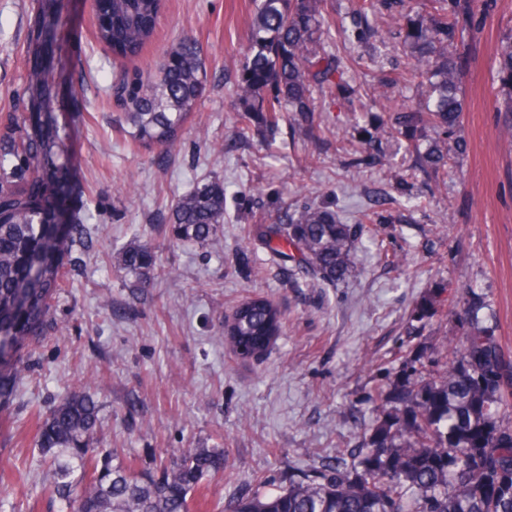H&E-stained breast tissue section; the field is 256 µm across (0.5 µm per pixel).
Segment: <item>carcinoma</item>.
Returning <instances> with one entry per match:
<instances>
[{"instance_id": "cac0c4a2", "label": "carcinoma", "mask_w": 512, "mask_h": 512, "mask_svg": "<svg viewBox=\"0 0 512 512\" xmlns=\"http://www.w3.org/2000/svg\"><path fill=\"white\" fill-rule=\"evenodd\" d=\"M324 0H260L251 22V38L235 85L241 120L257 130L274 127L282 112L302 118L314 111V94L332 96L344 74L341 59L328 52L323 36L335 22ZM430 7L399 15L410 62L404 77H423L429 104L419 110L398 108L392 122L379 121L364 131L365 151L398 133L409 142L428 125L445 135L419 155L420 167L448 174L468 149L462 133L464 103L460 83L465 44L476 0H429ZM163 0H100L97 11L107 23L96 37L118 59L137 56L155 35ZM61 35L56 0H40L29 23V50L37 90L26 112L0 127V400L24 371L23 350L45 339L51 302L62 288V255L30 272L56 233L51 224L57 185L66 172L60 162L57 86L49 74L57 68L53 51ZM496 80L511 113L498 137L512 147V35L501 42ZM204 60L199 43L186 37L170 49L147 79L112 84L124 112L119 122L146 150L172 148L202 96ZM224 181L213 177L179 196L170 211L172 239L213 244L224 224ZM248 237L258 241L282 267L290 287L302 273L336 287L351 269L353 230L328 205H306L282 220L253 224ZM115 267L141 286L173 277L158 251L134 242L117 255ZM448 304L452 319L467 328L461 347L444 339L436 348L439 369L421 375L423 354L411 350L395 376L380 386L382 417L365 437L366 453L353 470H335L269 494L239 496L224 512H512V355L496 336V325L480 317L485 297L474 290L442 287L416 303L407 327ZM284 309L256 294L224 317V341L238 359L266 352L282 331ZM99 408L74 393L56 404L37 426V445L52 454L51 495L73 504V512H190L191 493L204 476L224 467V454L188 448L180 459L161 463L155 473L138 474L113 466L97 447Z\"/></svg>"}]
</instances>
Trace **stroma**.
I'll return each mask as SVG.
<instances>
[{
    "label": "stroma",
    "mask_w": 512,
    "mask_h": 512,
    "mask_svg": "<svg viewBox=\"0 0 512 512\" xmlns=\"http://www.w3.org/2000/svg\"><path fill=\"white\" fill-rule=\"evenodd\" d=\"M33 3L0 0V122L24 108ZM326 4L364 62L335 98L317 101L309 121L286 112L261 136L244 129L233 98L254 0H165L154 40L125 61L95 39L92 0H59L65 221L84 233L63 254L68 284L52 302V327L0 405V512H67L43 493L52 472L35 433L74 392L97 401L98 438L115 462L150 472L186 448L223 451L227 468L202 487V512H222L239 495L358 464L363 434L379 417L372 399L397 371L400 350L423 346L432 374L436 344L459 341L460 328L440 314L419 336L406 334L416 301L437 286L483 290L512 353V150L496 139L505 115L494 80L512 0L479 2L460 92L468 151L439 187L402 140L382 142L371 163H359L355 145L372 121L401 103H425L426 92L399 87L388 103L374 102L370 86L406 66L390 11L378 2L363 16L355 0ZM187 35L204 50L198 110L177 146L138 150L115 122L112 84L122 74L147 77ZM213 175L228 187L218 245L172 241L175 199ZM308 203L330 205L356 228L352 272L338 287H289L287 271L245 233L280 206ZM134 240L158 248L178 286L127 287L112 263ZM244 253L247 268L238 264ZM403 253L412 264H392ZM257 292L283 303L286 319L270 350L243 363L224 344V317Z\"/></svg>",
    "instance_id": "obj_1"
}]
</instances>
